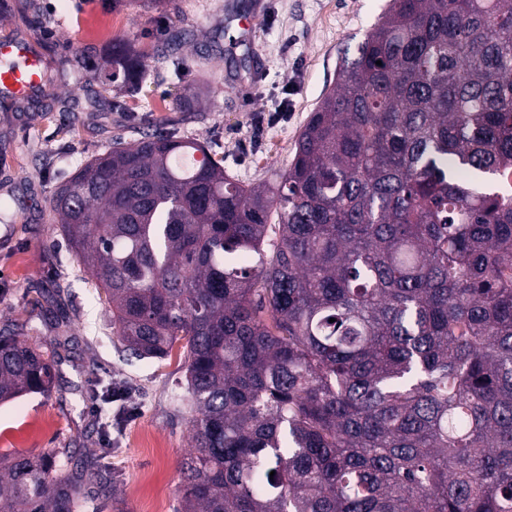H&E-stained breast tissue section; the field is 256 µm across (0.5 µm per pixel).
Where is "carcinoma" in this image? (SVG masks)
Returning <instances> with one entry per match:
<instances>
[{
	"label": "carcinoma",
	"instance_id": "cac0c4a2",
	"mask_svg": "<svg viewBox=\"0 0 512 512\" xmlns=\"http://www.w3.org/2000/svg\"><path fill=\"white\" fill-rule=\"evenodd\" d=\"M49 204L124 351L184 341L182 512H512V0H389L269 181L155 131ZM53 381L0 331V402ZM71 464L0 466V512H101Z\"/></svg>",
	"mask_w": 512,
	"mask_h": 512
}]
</instances>
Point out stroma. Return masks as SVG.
Listing matches in <instances>:
<instances>
[{"instance_id": "35a3bbf8", "label": "stroma", "mask_w": 512, "mask_h": 512, "mask_svg": "<svg viewBox=\"0 0 512 512\" xmlns=\"http://www.w3.org/2000/svg\"><path fill=\"white\" fill-rule=\"evenodd\" d=\"M387 0H0V40L37 36L66 73L52 99L20 111L0 97V328L55 362L46 394L0 403V454L70 453L104 512H180L194 415L180 348L127 357L112 309L59 234L48 200L82 162L142 133L173 131L223 156L246 184L286 167L308 116ZM125 38L150 76L129 94L88 63ZM285 117L251 140L267 114Z\"/></svg>"}]
</instances>
